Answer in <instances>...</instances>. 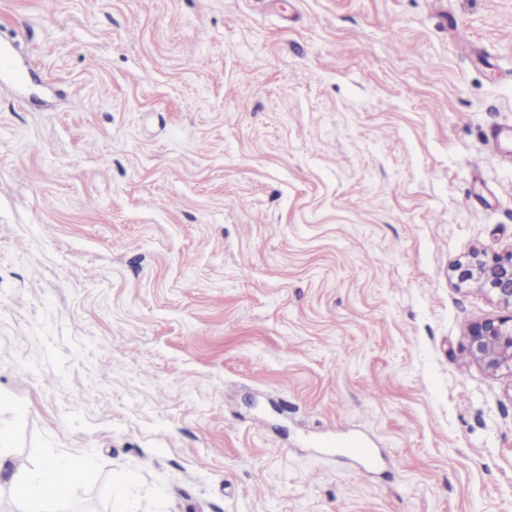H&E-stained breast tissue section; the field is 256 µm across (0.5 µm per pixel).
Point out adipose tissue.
Instances as JSON below:
<instances>
[{
	"label": "adipose tissue",
	"instance_id": "adipose-tissue-1",
	"mask_svg": "<svg viewBox=\"0 0 512 512\" xmlns=\"http://www.w3.org/2000/svg\"><path fill=\"white\" fill-rule=\"evenodd\" d=\"M90 472L89 462L65 463L55 458L45 463L38 474H19L13 482V487L17 495L27 502L29 512H61L69 488L86 481ZM49 479L55 480L56 492L48 497L43 494L42 488Z\"/></svg>",
	"mask_w": 512,
	"mask_h": 512
}]
</instances>
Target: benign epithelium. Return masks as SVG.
Listing matches in <instances>:
<instances>
[{"label":"benign epithelium","instance_id":"7a95c632","mask_svg":"<svg viewBox=\"0 0 512 512\" xmlns=\"http://www.w3.org/2000/svg\"><path fill=\"white\" fill-rule=\"evenodd\" d=\"M457 283L473 286L496 298L504 314L472 324L468 354L473 363L492 376L512 378V250L487 254L475 249L452 265Z\"/></svg>","mask_w":512,"mask_h":512}]
</instances>
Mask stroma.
Returning a JSON list of instances; mask_svg holds the SVG:
<instances>
[{
    "label": "stroma",
    "mask_w": 512,
    "mask_h": 512,
    "mask_svg": "<svg viewBox=\"0 0 512 512\" xmlns=\"http://www.w3.org/2000/svg\"><path fill=\"white\" fill-rule=\"evenodd\" d=\"M18 69L0 433L66 512H512L451 270L512 249V0H0ZM90 472L89 462L54 458L45 463L38 474L30 475L26 471L19 474L13 481V487L17 495L27 502L29 512H61L69 488L86 481ZM50 478L56 482V492L48 497L42 493V488Z\"/></svg>",
    "instance_id": "1"
}]
</instances>
